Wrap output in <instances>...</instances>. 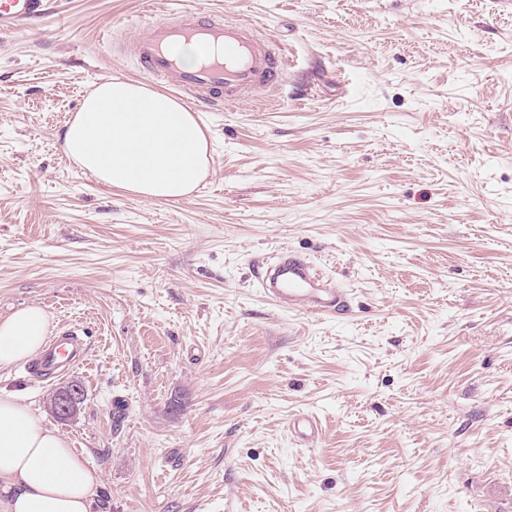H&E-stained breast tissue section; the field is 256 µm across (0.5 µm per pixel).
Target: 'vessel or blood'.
Segmentation results:
<instances>
[{"label": "vessel or blood", "instance_id": "vessel-or-blood-1", "mask_svg": "<svg viewBox=\"0 0 512 512\" xmlns=\"http://www.w3.org/2000/svg\"><path fill=\"white\" fill-rule=\"evenodd\" d=\"M42 11L43 0H0V34L19 30ZM182 42L196 43L204 50L198 66L180 65L174 48ZM134 59L138 70L154 82L212 108L236 104L247 94L279 89L288 71L282 48L256 25L187 10L172 19L143 20ZM256 283L266 297L289 312L338 316L348 311L347 296L335 278L287 249L263 264ZM86 352L80 326H63L49 338L28 372L36 379L52 380L79 365Z\"/></svg>", "mask_w": 512, "mask_h": 512}]
</instances>
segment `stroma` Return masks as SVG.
I'll return each mask as SVG.
<instances>
[{"label": "stroma", "mask_w": 512, "mask_h": 512, "mask_svg": "<svg viewBox=\"0 0 512 512\" xmlns=\"http://www.w3.org/2000/svg\"><path fill=\"white\" fill-rule=\"evenodd\" d=\"M180 5L256 24L290 68L199 107L212 170L152 201L61 133L95 84L139 80L141 20ZM283 248L351 312L264 297ZM29 304L88 357L2 369L0 393L99 473L95 512H512V0H53L0 36V318ZM83 398L84 393L81 384L72 380L52 395L50 409L61 420H69L77 414Z\"/></svg>", "instance_id": "obj_1"}]
</instances>
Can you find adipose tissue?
<instances>
[{"label":"adipose tissue","mask_w":512,"mask_h":512,"mask_svg":"<svg viewBox=\"0 0 512 512\" xmlns=\"http://www.w3.org/2000/svg\"><path fill=\"white\" fill-rule=\"evenodd\" d=\"M62 141L65 154L99 183L146 199L185 198L211 171L197 113L130 79L96 85ZM50 324L34 304L0 319V369L38 355ZM99 485L98 473L57 430L0 396V512H93Z\"/></svg>","instance_id":"ef3b65f1"}]
</instances>
